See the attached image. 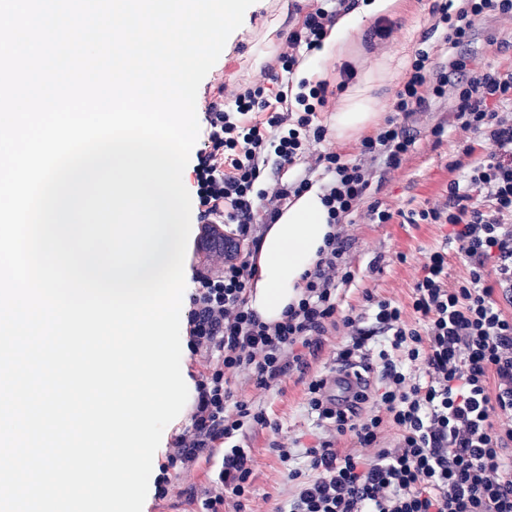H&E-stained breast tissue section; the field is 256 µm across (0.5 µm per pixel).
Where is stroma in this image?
Masks as SVG:
<instances>
[{
	"instance_id": "obj_1",
	"label": "stroma",
	"mask_w": 512,
	"mask_h": 512,
	"mask_svg": "<svg viewBox=\"0 0 512 512\" xmlns=\"http://www.w3.org/2000/svg\"><path fill=\"white\" fill-rule=\"evenodd\" d=\"M439 0H394L376 19L365 20L360 31L345 43L342 62L324 67L323 79L331 91L329 105L320 112L323 125L344 104L349 92L363 87L374 98L382 116L391 113L394 95L410 70L414 54L422 43H437L439 35L431 28V10ZM309 0H255L215 63L201 82L196 99L204 107L217 92L225 96L255 84H269L271 67L288 34L299 28L309 10ZM392 27L386 39H366L375 24ZM483 64L499 71L512 69V18L491 12L477 21V31L469 47ZM353 78H346L345 68ZM442 109L419 115L416 125L417 149L400 169L388 174L373 189L372 196L391 210H420L445 190L450 180L459 177L454 161L462 159L465 144L455 132L434 141L431 129L446 119ZM347 259L354 271L353 281L338 292L342 311L360 310L365 292L408 304L415 276L425 257L443 247L447 227L438 224H373L359 219L353 230ZM264 401L277 423L279 435L298 440L308 448L324 440L326 432L316 416L307 411L305 386L297 375L284 377ZM270 436L260 432L250 441L255 457L253 487L255 512H275L288 497L291 485L288 466L269 447ZM212 465L175 474L167 500H149L146 512H185L189 496H202L209 488L207 476Z\"/></svg>"
}]
</instances>
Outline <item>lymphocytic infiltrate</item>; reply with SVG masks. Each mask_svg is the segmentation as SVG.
Returning <instances> with one entry per match:
<instances>
[{
  "label": "lymphocytic infiltrate",
  "instance_id": "1",
  "mask_svg": "<svg viewBox=\"0 0 512 512\" xmlns=\"http://www.w3.org/2000/svg\"><path fill=\"white\" fill-rule=\"evenodd\" d=\"M352 0L326 6L317 0L278 56L274 86H252L231 105L206 107L207 146L193 169L202 237L223 232L219 263L196 271L186 324L193 373L192 408L174 451L161 465L155 495L165 500L173 469H190L221 455L204 499L192 512H251L255 459L243 441L272 428L265 408L234 393L233 378L260 392L296 371L308 375L307 405L333 435L303 454V466L284 444L275 450L289 466L292 492L278 512H512V121L499 115L512 103V71L484 69L467 51L476 20L488 12L512 16V0H442L432 11L442 32L437 48L416 50L411 71L395 95L392 114L363 138L355 157L328 150L317 164L318 185L335 230L315 266L304 275L297 304L282 321L266 323L249 307L258 273V228L275 223L287 200L315 186L308 175L270 183L264 167L297 165L327 139L318 112L328 102L325 82L290 93L287 76L299 52L320 48ZM449 104L445 128L482 135L483 152L465 146L461 179L420 211L395 216L369 201L379 173L397 170L417 137L411 125L432 107ZM374 224L449 226V248L430 252L414 281L408 305L366 294L368 315L340 314L339 286L353 275L346 260L348 228L356 217ZM456 252L467 275L448 279ZM347 343L337 363L353 359L368 341L383 338L378 390H361L337 403L326 378L309 375L308 358L329 329ZM349 451H339L341 440Z\"/></svg>",
  "mask_w": 512,
  "mask_h": 512
}]
</instances>
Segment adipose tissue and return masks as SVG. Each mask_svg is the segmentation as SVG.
I'll return each mask as SVG.
<instances>
[{
  "instance_id": "obj_1",
  "label": "adipose tissue",
  "mask_w": 512,
  "mask_h": 512,
  "mask_svg": "<svg viewBox=\"0 0 512 512\" xmlns=\"http://www.w3.org/2000/svg\"><path fill=\"white\" fill-rule=\"evenodd\" d=\"M391 0H364L361 8L341 17L310 61L304 62L299 78L316 82L323 76L324 63L338 58L346 39L364 19L387 10ZM378 114L363 93L352 95L334 118L337 138L362 134L377 121ZM332 231L319 187L293 200L274 224L268 226L261 241L258 274L251 284L249 306L267 323L281 320L288 305L298 300L303 274L312 269Z\"/></svg>"
}]
</instances>
